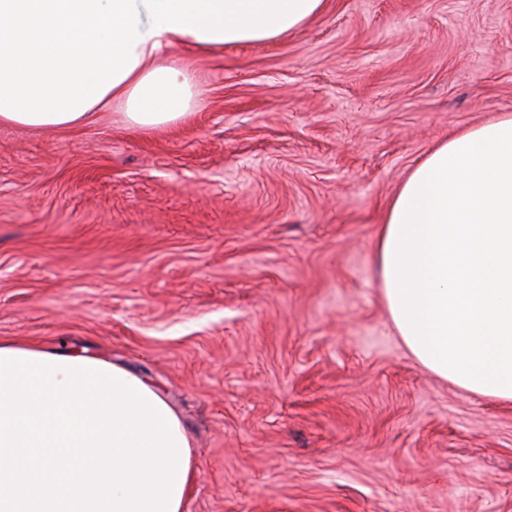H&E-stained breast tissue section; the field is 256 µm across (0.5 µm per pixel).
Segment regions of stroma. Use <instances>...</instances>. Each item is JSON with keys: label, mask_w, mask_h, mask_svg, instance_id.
Listing matches in <instances>:
<instances>
[{"label": "stroma", "mask_w": 512, "mask_h": 512, "mask_svg": "<svg viewBox=\"0 0 512 512\" xmlns=\"http://www.w3.org/2000/svg\"><path fill=\"white\" fill-rule=\"evenodd\" d=\"M165 55L198 93L177 124L0 126V341L158 388L184 512H512V405L411 356L375 257L426 153L512 114V0H326ZM116 368H119V367H116ZM119 369H122V368H119ZM123 371H125L126 373H129L128 371L122 369ZM130 375H125V380H131V377H135L137 379H139L140 381H142V383L148 387V389L152 390L154 392L153 395L156 394V396L162 400V402H164V404L168 407V409H170L171 411H169V416H171V413H172V416H176L178 422H179V430L180 432L185 436V440L187 441L188 443V446H189V453H190V457H189V467H188V472H187V476H186V481H185V484H184V489H183V493H182V498H181V501H180V505H179V508L177 510V512H184V504H185V501L189 495V492H190V489H191V486L193 484V481H194V476H195V469H194V466H193V460H192V452H191V447H190V444L188 442V439L184 433V430L182 428V425H181V421L178 417V415L176 414V412L172 409V407L166 402V400L156 391L154 390L149 384H147L145 381H143L142 379H140L139 377L137 376H134L132 375L131 373H129ZM136 380V379H135ZM158 399V400H159ZM177 430V432L179 431Z\"/></svg>", "instance_id": "35a3bbf8"}]
</instances>
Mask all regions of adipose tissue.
<instances>
[{
  "label": "adipose tissue",
  "instance_id": "1",
  "mask_svg": "<svg viewBox=\"0 0 512 512\" xmlns=\"http://www.w3.org/2000/svg\"><path fill=\"white\" fill-rule=\"evenodd\" d=\"M325 0H0V125L72 129L113 102L143 129L197 103L162 50L269 42ZM379 284L414 359L512 404V114L432 148L388 203Z\"/></svg>",
  "mask_w": 512,
  "mask_h": 512
}]
</instances>
